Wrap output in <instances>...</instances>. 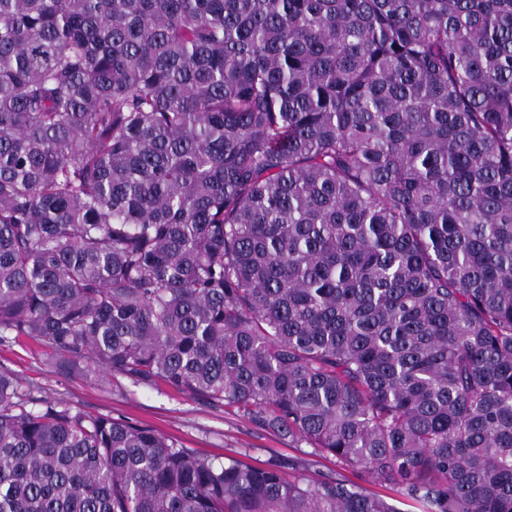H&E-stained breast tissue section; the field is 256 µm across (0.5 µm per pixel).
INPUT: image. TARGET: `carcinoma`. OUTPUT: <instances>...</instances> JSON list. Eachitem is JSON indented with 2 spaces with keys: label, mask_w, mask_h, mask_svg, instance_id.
<instances>
[{
  "label": "carcinoma",
  "mask_w": 512,
  "mask_h": 512,
  "mask_svg": "<svg viewBox=\"0 0 512 512\" xmlns=\"http://www.w3.org/2000/svg\"><path fill=\"white\" fill-rule=\"evenodd\" d=\"M21 339L350 476L0 368V512H512V0H0ZM0 365L18 373L38 397L152 426L205 457L232 455L252 465L298 459L303 464L299 472L310 479L336 477L332 460L306 455L309 448L288 447V441L255 427L235 406H207L164 385L133 386L121 377L109 376L107 384L66 377L31 340L0 346Z\"/></svg>",
  "instance_id": "1"
}]
</instances>
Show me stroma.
Returning <instances> with one entry per match:
<instances>
[{
	"label": "stroma",
	"instance_id": "obj_1",
	"mask_svg": "<svg viewBox=\"0 0 512 512\" xmlns=\"http://www.w3.org/2000/svg\"><path fill=\"white\" fill-rule=\"evenodd\" d=\"M0 365L18 373L39 397L152 426L203 456L231 455L252 465L270 459H298L310 479L336 474L332 460L289 447L287 441L255 427L234 406H208L163 385L135 386L120 377L106 383L67 377L52 365L45 350L30 340L0 346Z\"/></svg>",
	"mask_w": 512,
	"mask_h": 512
}]
</instances>
